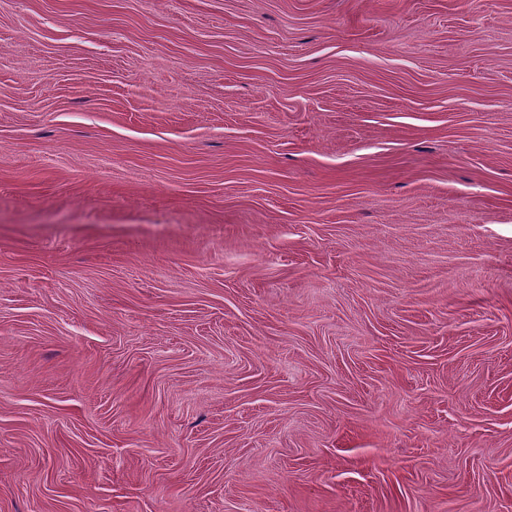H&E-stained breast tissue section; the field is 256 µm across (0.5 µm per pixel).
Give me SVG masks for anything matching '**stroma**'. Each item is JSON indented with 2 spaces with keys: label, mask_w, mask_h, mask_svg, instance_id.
Masks as SVG:
<instances>
[{
  "label": "stroma",
  "mask_w": 512,
  "mask_h": 512,
  "mask_svg": "<svg viewBox=\"0 0 512 512\" xmlns=\"http://www.w3.org/2000/svg\"><path fill=\"white\" fill-rule=\"evenodd\" d=\"M0 512H512V0H0Z\"/></svg>",
  "instance_id": "35a3bbf8"
}]
</instances>
